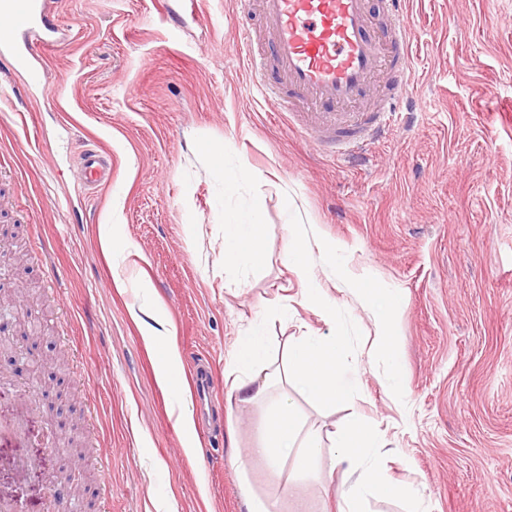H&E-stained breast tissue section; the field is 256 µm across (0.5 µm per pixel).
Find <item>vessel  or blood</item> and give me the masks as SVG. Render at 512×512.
Segmentation results:
<instances>
[{
  "instance_id": "1",
  "label": "vessel or blood",
  "mask_w": 512,
  "mask_h": 512,
  "mask_svg": "<svg viewBox=\"0 0 512 512\" xmlns=\"http://www.w3.org/2000/svg\"><path fill=\"white\" fill-rule=\"evenodd\" d=\"M270 56L253 52L255 33L242 28L248 46L251 91L262 99L281 95L312 106L300 130L317 135L327 150L343 154L366 148L386 132V114L408 94L412 73V23L404 0H382L386 27L372 21L371 0H260ZM59 29L47 0H0V51L12 56L31 81L32 40L53 43ZM389 72L391 83L377 112H353L374 79ZM80 169L85 182L99 186L105 176L102 151L86 150Z\"/></svg>"
}]
</instances>
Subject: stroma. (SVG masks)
<instances>
[{
    "label": "stroma",
    "instance_id": "1",
    "mask_svg": "<svg viewBox=\"0 0 512 512\" xmlns=\"http://www.w3.org/2000/svg\"><path fill=\"white\" fill-rule=\"evenodd\" d=\"M197 2L189 14L183 0H52L66 37L39 48L41 83L0 57V240L23 225L27 255L23 277L0 264V289L27 290L47 329L43 376L64 378L29 406L28 360L0 353V416L26 430L0 443V497L23 512H246L234 454L263 410L230 407L224 373L261 322L275 350L339 337L346 398L320 408L288 391L324 439L365 423L388 480L412 485L423 512H512V0H408L409 100L351 158L322 153L252 98L237 26H260L259 0ZM91 147L111 163L94 189L77 172ZM241 169L249 178L225 194V174ZM232 213L267 228L258 269L224 263ZM292 223L326 244L306 262L335 322L282 263ZM128 247L145 266L125 260ZM139 310L173 320L185 374L199 358L212 368L213 422L195 433V457ZM379 319L396 361L373 350ZM74 419L91 479L82 498L54 503L69 463L47 439ZM342 483L295 482L281 510L330 512Z\"/></svg>",
    "mask_w": 512,
    "mask_h": 512
}]
</instances>
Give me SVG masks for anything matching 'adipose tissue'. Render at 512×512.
Returning a JSON list of instances; mask_svg holds the SVG:
<instances>
[{
	"label": "adipose tissue",
	"instance_id": "ef3b65f1",
	"mask_svg": "<svg viewBox=\"0 0 512 512\" xmlns=\"http://www.w3.org/2000/svg\"><path fill=\"white\" fill-rule=\"evenodd\" d=\"M266 227L253 219L228 217L224 226V261L245 267L260 266ZM176 334L172 322H165L163 332L145 329L147 348L165 346L167 367L159 377L160 385L173 395H180L184 383L174 374L180 364L177 349L171 341ZM235 376L231 382L230 405L249 408L265 402L275 408L260 433L245 450L247 462L265 464L269 483L256 490L250 481H243L242 490L247 512H279L280 493L284 488L286 469L316 474L322 448L320 430L309 422L301 409L281 393L282 387L296 384L309 397L322 405L343 399L338 386L341 370L340 351L335 339L303 336L289 343L282 353H272L263 325L237 339L230 353ZM379 445L375 434L360 424L348 426L329 450L331 468L341 469L343 490L336 503V512H364L368 496L377 491L410 504L416 503L417 492L407 485L389 483L374 456Z\"/></svg>",
	"mask_w": 512,
	"mask_h": 512
}]
</instances>
